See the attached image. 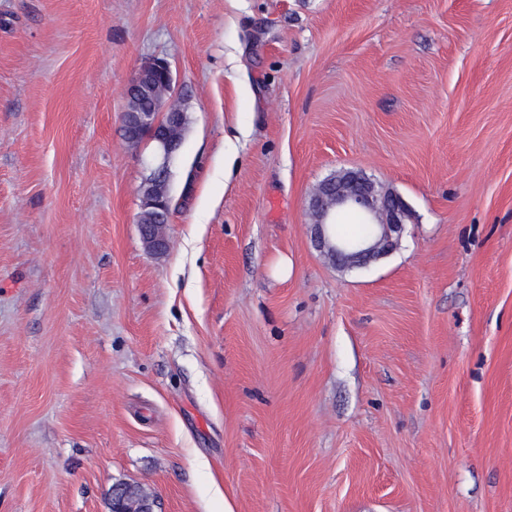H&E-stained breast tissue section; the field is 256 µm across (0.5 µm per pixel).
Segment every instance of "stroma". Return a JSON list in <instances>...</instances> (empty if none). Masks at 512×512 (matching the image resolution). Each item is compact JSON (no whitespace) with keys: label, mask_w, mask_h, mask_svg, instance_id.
I'll list each match as a JSON object with an SVG mask.
<instances>
[{"label":"stroma","mask_w":512,"mask_h":512,"mask_svg":"<svg viewBox=\"0 0 512 512\" xmlns=\"http://www.w3.org/2000/svg\"><path fill=\"white\" fill-rule=\"evenodd\" d=\"M188 127L157 256L125 88ZM399 246L341 271L313 188ZM287 257V279L275 277ZM512 512V0H0V512ZM339 208L364 217L369 224L356 217L359 232L346 235L340 231ZM308 209L312 216L309 224L315 247L338 265L359 267L374 258H381L400 243L405 230L408 207L402 197L384 190L360 170L342 169L322 180L309 197ZM337 240L331 233V225ZM365 241L354 243L372 232ZM345 243V244H343ZM126 489L137 492H124ZM153 507L154 501L136 487L119 484L112 489V512H154Z\"/></svg>","instance_id":"35a3bbf8"}]
</instances>
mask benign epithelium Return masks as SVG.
<instances>
[{"mask_svg":"<svg viewBox=\"0 0 512 512\" xmlns=\"http://www.w3.org/2000/svg\"><path fill=\"white\" fill-rule=\"evenodd\" d=\"M174 76L169 64L153 59L141 65L127 86L126 109L122 117L123 137L138 144L146 136L156 143L149 163L150 189L140 196L139 231L145 246L155 253H166L170 240L166 227L171 210L165 207V172L180 149L184 107L170 99ZM344 208L364 217L374 226L365 241L348 246L331 233L333 217ZM309 224L315 247L338 265L359 267L381 258L400 243L408 217V207L395 192L378 186L360 170L342 169L322 180L309 197ZM133 486L119 484L112 489V512H154V501L142 491L129 493Z\"/></svg>","mask_w":512,"mask_h":512,"instance_id":"7a95c632","label":"benign epithelium"}]
</instances>
